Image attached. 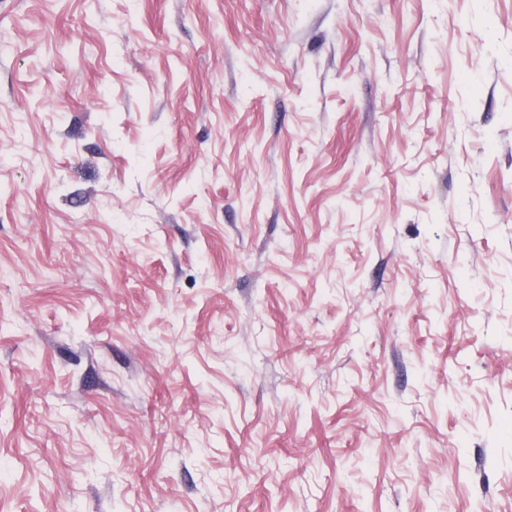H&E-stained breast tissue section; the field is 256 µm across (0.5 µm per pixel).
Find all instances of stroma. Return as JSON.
I'll use <instances>...</instances> for the list:
<instances>
[{"label": "stroma", "mask_w": 512, "mask_h": 512, "mask_svg": "<svg viewBox=\"0 0 512 512\" xmlns=\"http://www.w3.org/2000/svg\"><path fill=\"white\" fill-rule=\"evenodd\" d=\"M0 43V512H512V0Z\"/></svg>", "instance_id": "1"}]
</instances>
